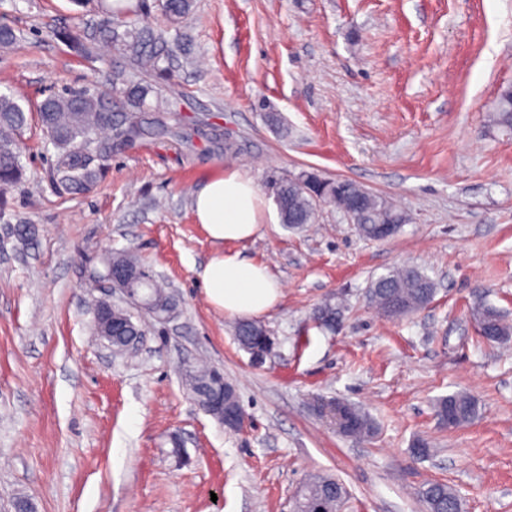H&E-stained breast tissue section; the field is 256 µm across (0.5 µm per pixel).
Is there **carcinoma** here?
<instances>
[{"label": "carcinoma", "mask_w": 512, "mask_h": 512, "mask_svg": "<svg viewBox=\"0 0 512 512\" xmlns=\"http://www.w3.org/2000/svg\"><path fill=\"white\" fill-rule=\"evenodd\" d=\"M193 0H163L162 8L172 22L190 13ZM130 11L123 6L108 7L94 30L93 38L102 39L116 49L122 62L112 67V76L101 83L84 87H65L46 97L39 105L38 124L56 148L52 164L55 190L60 195L90 192L108 170L112 151L119 146H132L145 136L169 126L170 102L163 90L150 78L164 72L161 63L169 60L179 44L147 26L128 20ZM84 57L92 55L88 43L69 29L56 32ZM493 124L512 131V87L502 90ZM29 125L25 108L12 93L0 94V191L18 184L23 177L18 141ZM274 200L281 222L301 227L315 221L317 206L335 207L347 204L358 214L356 229L369 240L376 239L377 227L391 224L400 227L405 216L387 199L365 191L346 179L330 180L314 172L274 182ZM108 265L140 269L144 264L129 253L104 257ZM436 294L433 280L414 267L395 268L373 279L367 289L369 303L387 318L410 315L429 305ZM153 301L164 311L173 306V298L163 283L155 278L130 286L127 305L112 308V321L122 326L121 334L112 337L113 346L121 350L144 334L142 324L134 320L132 309L138 298ZM345 305L335 295L327 296L313 312L321 327L334 332L341 325ZM481 338L505 344L512 337V325L501 312L480 300L470 308ZM235 335L239 346L251 354L262 348L271 337L263 324L241 320ZM189 390L202 397L223 393L224 408L240 410L235 385L217 370L198 365L189 368L186 380ZM313 412L337 434L352 438H368L375 432L371 416L346 400L314 396ZM435 414L439 423L450 429L461 427L478 415L477 401L464 392L438 399ZM339 482L328 475L317 474L306 479L301 488L299 512H341L344 501L338 491ZM425 512H462L456 492L439 481L428 483L419 492Z\"/></svg>", "instance_id": "cac0c4a2"}]
</instances>
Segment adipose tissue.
<instances>
[{
	"label": "adipose tissue",
	"mask_w": 512,
	"mask_h": 512,
	"mask_svg": "<svg viewBox=\"0 0 512 512\" xmlns=\"http://www.w3.org/2000/svg\"><path fill=\"white\" fill-rule=\"evenodd\" d=\"M194 215L208 237L227 243L197 271L207 302L236 318H256L279 302L281 284L267 266L235 251L253 239L264 222L265 201L253 180L236 169L208 180L194 197Z\"/></svg>",
	"instance_id": "obj_1"
}]
</instances>
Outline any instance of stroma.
<instances>
[{"instance_id": "stroma-1", "label": "stroma", "mask_w": 512, "mask_h": 512, "mask_svg": "<svg viewBox=\"0 0 512 512\" xmlns=\"http://www.w3.org/2000/svg\"><path fill=\"white\" fill-rule=\"evenodd\" d=\"M99 19L94 2L0 0V24L22 34L0 52V92L36 104L102 79L118 58L110 45L89 62L54 36ZM142 23L190 45L159 79L190 126L113 152L94 191L73 198L55 192L54 147L31 126L23 179L0 194V512L21 497L38 512H290L314 473L345 485L342 512H423L432 481L464 512H512V341H483L469 314L482 298L512 324V131L490 123L512 85V0H194L173 28L162 0H147ZM200 125L237 153L210 150ZM229 168L267 206L239 249L283 286L261 318L275 346L260 366L196 277L220 246L196 223L194 195ZM305 171L384 196L405 224L369 241L323 204L314 224L286 227L269 182ZM17 224L33 227V245ZM122 251L178 305L167 322L145 318L126 358L95 336L91 310L122 292L86 287ZM403 266L424 270L435 297L381 317L369 283ZM332 293L347 311L330 333L310 315ZM200 359L236 386L242 432L188 392L184 370ZM455 392L480 413L448 429L434 404ZM316 395L360 406L376 433L336 435L311 412ZM419 437L430 458L410 453Z\"/></svg>"}]
</instances>
